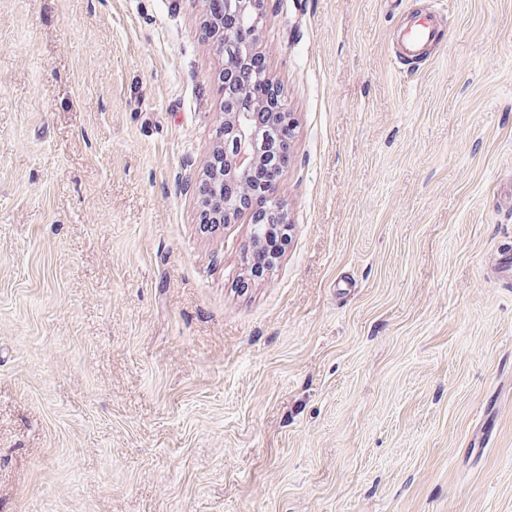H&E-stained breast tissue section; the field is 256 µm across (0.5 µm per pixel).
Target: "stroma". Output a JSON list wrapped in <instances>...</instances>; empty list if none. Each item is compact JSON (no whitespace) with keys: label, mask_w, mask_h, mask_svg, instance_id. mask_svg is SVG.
<instances>
[{"label":"stroma","mask_w":512,"mask_h":512,"mask_svg":"<svg viewBox=\"0 0 512 512\" xmlns=\"http://www.w3.org/2000/svg\"><path fill=\"white\" fill-rule=\"evenodd\" d=\"M207 14L0 0V512H512V0H268L253 281L199 222ZM435 15L426 14L411 19L397 36V58H421L435 46L440 38Z\"/></svg>","instance_id":"1"}]
</instances>
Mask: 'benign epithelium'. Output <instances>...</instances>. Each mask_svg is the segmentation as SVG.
I'll list each match as a JSON object with an SVG mask.
<instances>
[{
	"instance_id": "benign-epithelium-1",
	"label": "benign epithelium",
	"mask_w": 512,
	"mask_h": 512,
	"mask_svg": "<svg viewBox=\"0 0 512 512\" xmlns=\"http://www.w3.org/2000/svg\"><path fill=\"white\" fill-rule=\"evenodd\" d=\"M229 13L237 25L214 30V45L224 56L221 91L224 97V144L215 150L218 157L207 164L204 180L208 181L206 193L199 196L200 223L213 228L234 224L245 215L255 212L257 197L263 196L265 218L251 220V233L243 250L245 270H250L255 260L261 259L266 271L278 262L281 250L277 244L288 239L292 225L288 224L283 205L274 196L282 167L274 169L270 182L258 192L249 173L264 156L275 155L284 162L293 136L288 104L280 97L272 102L254 104L253 111L240 112L231 107L236 93H245L248 87L247 63L258 40V23L265 9L266 0H225ZM236 185V194L224 195V183Z\"/></svg>"
}]
</instances>
